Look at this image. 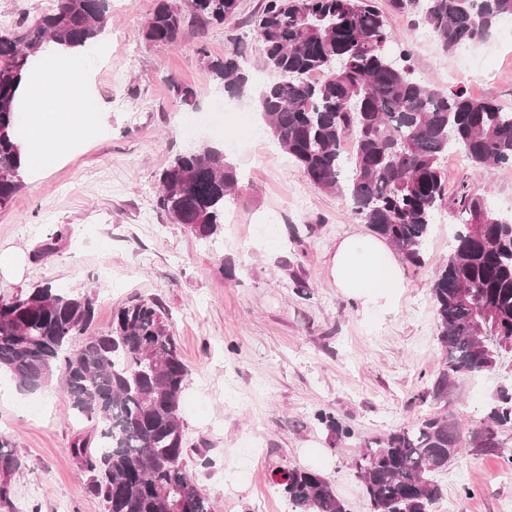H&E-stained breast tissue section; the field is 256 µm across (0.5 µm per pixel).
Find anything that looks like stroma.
<instances>
[{"label":"stroma","mask_w":512,"mask_h":512,"mask_svg":"<svg viewBox=\"0 0 512 512\" xmlns=\"http://www.w3.org/2000/svg\"><path fill=\"white\" fill-rule=\"evenodd\" d=\"M385 10L397 49H408L418 79L460 88L512 109V26L500 22L482 41L443 52L420 42L417 14ZM157 0H112L92 59L105 129L61 156L42 177L24 179L0 212V254L18 256L0 271V295L49 283L95 299L89 333L106 331L113 312L137 299L160 303L190 372L183 394L187 468L212 512H293L273 483L294 466L321 472L347 512H371L354 462L367 439L441 413L466 447L438 482L432 512H512V428L496 431L499 450L471 445L491 399L512 384V363L496 372L456 376L442 397L432 390L445 353L430 294L459 228L438 210L425 264H402L406 287L388 312L363 314L336 288L329 259L338 241L367 233L341 194L314 186L279 147L252 97L237 98L222 131L203 118L227 100L206 59L239 53L249 85L275 81L263 68L252 19L263 0H239L223 25L186 20L173 46L146 43ZM200 95L184 105L174 83ZM197 147L224 154L238 184L211 238L192 235L158 207L157 175ZM448 189L478 188L491 209L512 213V165L482 173L445 157ZM53 252L40 255L44 243ZM309 286L298 294L295 281ZM330 411L353 431L339 439L317 424ZM93 424L78 416L55 376L36 392L0 378V433L17 443L23 465L13 501L25 512H104L88 490L90 474L74 457L76 436Z\"/></svg>","instance_id":"stroma-1"}]
</instances>
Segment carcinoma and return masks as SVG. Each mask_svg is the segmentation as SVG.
I'll return each instance as SVG.
<instances>
[{
    "mask_svg": "<svg viewBox=\"0 0 512 512\" xmlns=\"http://www.w3.org/2000/svg\"><path fill=\"white\" fill-rule=\"evenodd\" d=\"M421 16L440 47L485 38L512 18V0H393ZM238 0H158L145 40L177 43L186 15L222 24ZM110 0H57L28 21L0 26V210L23 187L17 141V91L48 43L92 46L107 23ZM254 32L267 69L282 80L257 93L260 111L280 148L317 187L345 195L354 218L394 246L412 266L425 264L434 213L444 206L462 228L431 284L438 341L448 375L495 370L512 353V218L491 212L463 183L447 195L442 161L458 151L476 168L512 163V109L463 92L422 84L412 54L395 56L386 17L375 0H266ZM224 91L239 95L247 78L236 56L207 63ZM158 206L199 238L224 223V201L237 184L216 150L193 149L159 174ZM94 300L48 283L0 297V375L18 388L46 387L59 366L72 409L100 427L71 445L91 472L89 491L105 512H212L187 470L180 418L190 373L161 306L137 300L112 314L110 328L77 341L92 322ZM318 424L338 437L351 430L327 412ZM478 447L497 448L493 431L512 427V387L489 406ZM16 442L0 434V502L16 510L6 477L22 466ZM463 451L456 423L420 417L367 440L355 463L373 512H431L441 489L435 476ZM298 512H346L320 472L294 467L274 482Z\"/></svg>",
    "mask_w": 512,
    "mask_h": 512,
    "instance_id": "1",
    "label": "carcinoma"
}]
</instances>
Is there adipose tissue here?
Instances as JSON below:
<instances>
[{"instance_id": "ef3b65f1", "label": "adipose tissue", "mask_w": 512, "mask_h": 512, "mask_svg": "<svg viewBox=\"0 0 512 512\" xmlns=\"http://www.w3.org/2000/svg\"><path fill=\"white\" fill-rule=\"evenodd\" d=\"M40 62L41 69L31 72L20 90L26 118L17 132L24 170L35 178L61 153L92 139L101 121L83 48L56 45L42 52ZM330 274L336 287L366 311L393 307L404 287L385 242L368 235H351L337 243Z\"/></svg>"}]
</instances>
